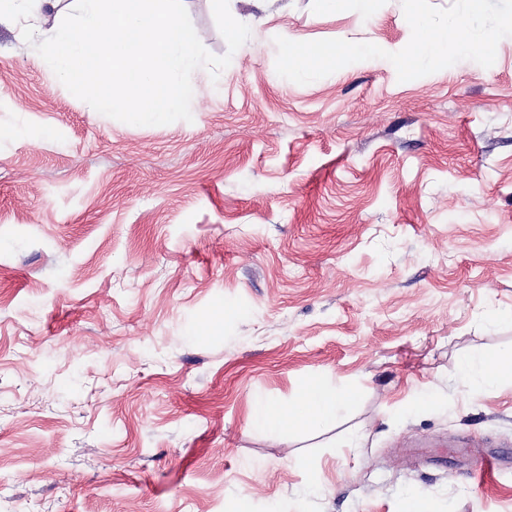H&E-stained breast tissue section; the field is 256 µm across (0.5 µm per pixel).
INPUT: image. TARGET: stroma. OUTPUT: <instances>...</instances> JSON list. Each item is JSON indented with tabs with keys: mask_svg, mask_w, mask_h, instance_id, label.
Instances as JSON below:
<instances>
[{
	"mask_svg": "<svg viewBox=\"0 0 512 512\" xmlns=\"http://www.w3.org/2000/svg\"><path fill=\"white\" fill-rule=\"evenodd\" d=\"M184 5L227 54L212 0ZM229 10L250 38L160 126L94 112L0 19V512H512V386L459 372L512 351V36L489 69L300 85L274 37L396 52L401 0ZM313 378L356 403L254 424Z\"/></svg>",
	"mask_w": 512,
	"mask_h": 512,
	"instance_id": "stroma-1",
	"label": "stroma"
}]
</instances>
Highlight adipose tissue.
<instances>
[{"instance_id":"ef3b65f1","label":"adipose tissue","mask_w":512,"mask_h":512,"mask_svg":"<svg viewBox=\"0 0 512 512\" xmlns=\"http://www.w3.org/2000/svg\"><path fill=\"white\" fill-rule=\"evenodd\" d=\"M461 371L467 376H480L489 386L512 384V351L490 358H465ZM355 400L352 390L328 386L321 379H310L302 384L293 400L260 403L256 420L274 432L328 425L335 422L340 409L352 406Z\"/></svg>"}]
</instances>
